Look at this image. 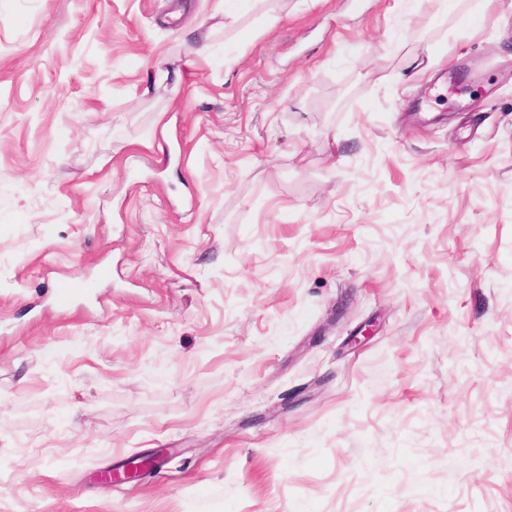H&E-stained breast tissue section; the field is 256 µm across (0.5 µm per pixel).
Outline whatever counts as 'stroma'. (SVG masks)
<instances>
[{
	"instance_id": "1",
	"label": "stroma",
	"mask_w": 512,
	"mask_h": 512,
	"mask_svg": "<svg viewBox=\"0 0 512 512\" xmlns=\"http://www.w3.org/2000/svg\"><path fill=\"white\" fill-rule=\"evenodd\" d=\"M0 512H512V0H0ZM95 288L93 280L75 278L58 288L55 294V301L60 307H67L76 297L91 292ZM155 466V460L150 456H141V458L136 459L135 461L130 462L123 471L112 470V472H108L107 474L112 473L113 478L132 481L139 478L144 472L152 469ZM104 475V478L106 475ZM110 477V479H112Z\"/></svg>"
}]
</instances>
